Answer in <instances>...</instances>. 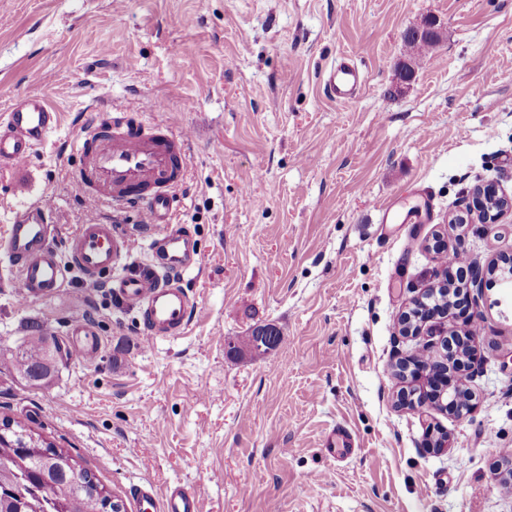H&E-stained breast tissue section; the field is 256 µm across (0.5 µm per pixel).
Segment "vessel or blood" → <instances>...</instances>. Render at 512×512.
Wrapping results in <instances>:
<instances>
[{
    "instance_id": "vessel-or-blood-1",
    "label": "vessel or blood",
    "mask_w": 512,
    "mask_h": 512,
    "mask_svg": "<svg viewBox=\"0 0 512 512\" xmlns=\"http://www.w3.org/2000/svg\"><path fill=\"white\" fill-rule=\"evenodd\" d=\"M324 84L331 97L345 102L362 80L346 59L326 71ZM58 122V113L41 96L14 104L0 121V161L24 168ZM189 138V132L145 125L114 106L88 121L76 143L84 201L91 207L106 201L116 209L138 207L141 223L157 230L147 244L150 259L129 264L133 240L100 221L81 225L68 241L67 258H60L48 224L59 208L53 199H43L19 212L8 229L7 251L18 271L15 286L21 303L54 295L67 266L78 268L89 286L100 284L101 273L108 271L112 294L141 314L145 344L183 335L194 302L180 277L194 266L197 251L172 216L175 192L186 175ZM100 349L101 339L91 325L71 322L66 336L70 359L87 361ZM134 501L135 512H202L200 499L179 485L168 486L160 496L137 488Z\"/></svg>"
}]
</instances>
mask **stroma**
<instances>
[{
    "label": "stroma",
    "instance_id": "35a3bbf8",
    "mask_svg": "<svg viewBox=\"0 0 512 512\" xmlns=\"http://www.w3.org/2000/svg\"><path fill=\"white\" fill-rule=\"evenodd\" d=\"M428 17L443 44L399 84L404 34ZM346 55L365 82L343 103L324 74ZM31 95L61 122L24 169L0 163V350L42 329L56 355L42 386L0 369L1 417L128 505L179 483L204 512H512V291L489 285L470 309L473 415L398 409L393 372L415 346L397 317L442 263L427 239L484 266L512 253V216L448 225L478 181L512 196V0H0V115ZM109 103L194 132L175 221L197 245L181 276L195 308L147 350L140 314L76 268L18 304L5 252L16 214L51 197L57 245L109 219L147 258L135 211L83 200L80 124ZM414 206L416 223L380 233L382 208ZM77 319L103 341L95 361L65 353ZM259 326L280 345L237 351ZM339 424L355 447L333 456ZM431 427L448 434L438 455Z\"/></svg>",
    "mask_w": 512,
    "mask_h": 512
}]
</instances>
